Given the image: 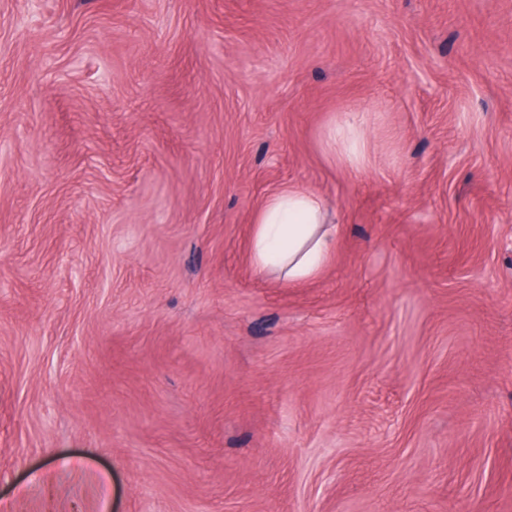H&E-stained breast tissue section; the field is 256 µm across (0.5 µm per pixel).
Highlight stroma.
Masks as SVG:
<instances>
[{"label":"stroma","instance_id":"obj_1","mask_svg":"<svg viewBox=\"0 0 512 512\" xmlns=\"http://www.w3.org/2000/svg\"><path fill=\"white\" fill-rule=\"evenodd\" d=\"M0 512H512V0H0ZM327 143L331 150L338 146L344 149L348 161L353 165H358L361 159V149L358 142V132L348 121L336 127L333 126L327 133ZM251 257L258 272L288 282L319 276L336 249V225L326 199L294 185L267 197L253 220Z\"/></svg>","mask_w":512,"mask_h":512}]
</instances>
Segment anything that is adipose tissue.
<instances>
[{"label": "adipose tissue", "instance_id": "obj_1", "mask_svg": "<svg viewBox=\"0 0 512 512\" xmlns=\"http://www.w3.org/2000/svg\"><path fill=\"white\" fill-rule=\"evenodd\" d=\"M336 249V225L326 199L294 185L267 197L254 216L251 257L258 272L291 282L319 276Z\"/></svg>", "mask_w": 512, "mask_h": 512}]
</instances>
